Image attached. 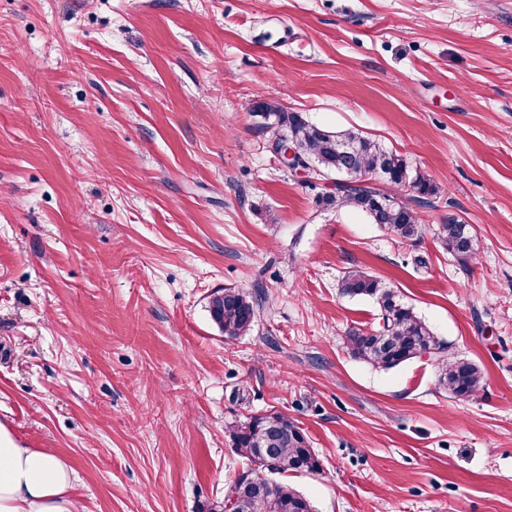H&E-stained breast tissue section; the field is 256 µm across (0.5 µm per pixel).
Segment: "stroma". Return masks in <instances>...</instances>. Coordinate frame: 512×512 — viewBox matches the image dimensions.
Instances as JSON below:
<instances>
[{
	"label": "stroma",
	"mask_w": 512,
	"mask_h": 512,
	"mask_svg": "<svg viewBox=\"0 0 512 512\" xmlns=\"http://www.w3.org/2000/svg\"><path fill=\"white\" fill-rule=\"evenodd\" d=\"M267 100L426 171L423 238L322 209ZM355 269L480 366L473 398L349 354L379 326ZM256 284L225 337L210 295ZM269 411L320 460L283 476L316 512H512V0H0V419L80 512H205L245 467L228 426ZM440 247L454 258L461 266L466 267L476 254L475 235L471 225L465 224L456 217H449L446 224H440L437 230ZM261 307L259 291L253 297L241 288H224L213 293L207 306L211 321L228 338L249 334L257 322Z\"/></svg>",
	"instance_id": "1"
}]
</instances>
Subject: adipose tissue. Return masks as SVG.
Masks as SVG:
<instances>
[{
	"label": "adipose tissue",
	"mask_w": 512,
	"mask_h": 512,
	"mask_svg": "<svg viewBox=\"0 0 512 512\" xmlns=\"http://www.w3.org/2000/svg\"><path fill=\"white\" fill-rule=\"evenodd\" d=\"M74 481L65 460L19 445L0 421V512H76Z\"/></svg>",
	"instance_id": "ef3b65f1"
}]
</instances>
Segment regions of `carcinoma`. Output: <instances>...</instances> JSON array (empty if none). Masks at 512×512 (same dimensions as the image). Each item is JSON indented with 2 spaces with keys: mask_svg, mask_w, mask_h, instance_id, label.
<instances>
[{
  "mask_svg": "<svg viewBox=\"0 0 512 512\" xmlns=\"http://www.w3.org/2000/svg\"><path fill=\"white\" fill-rule=\"evenodd\" d=\"M253 111L272 121L277 133L276 151L293 149L297 165L320 179L349 180L339 191L322 195L325 209L348 208L365 215L402 241H416L422 235V219L400 197L410 187L426 200L438 193L428 174L412 168L399 153L353 130L328 131L308 121L300 112H285L274 101L258 102ZM440 247L466 267L475 256V235L471 225L450 217L439 225ZM341 292L350 297L373 300L384 324L373 332L354 330L346 336L351 356L376 368L391 369L428 352L438 364V385L456 398L474 395L484 375L473 362L450 358L447 347L431 327L403 301L399 289L361 270L344 274ZM262 307L261 294L253 296L241 288H226L208 301L211 321L222 334L237 338L249 334ZM234 452L249 467L233 482L224 499L209 512H240L232 498L236 487L251 480L246 512H313L311 501L283 481L269 486L267 475L316 473L321 464L304 429L280 412L252 415L229 427Z\"/></svg>",
  "mask_w": 512,
  "mask_h": 512,
  "instance_id": "carcinoma-1",
  "label": "carcinoma"
}]
</instances>
